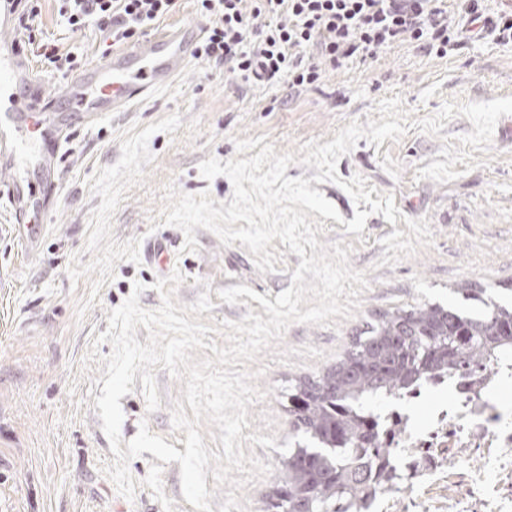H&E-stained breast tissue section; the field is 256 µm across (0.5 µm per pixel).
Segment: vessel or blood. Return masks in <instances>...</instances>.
Masks as SVG:
<instances>
[{"instance_id": "vessel-or-blood-1", "label": "vessel or blood", "mask_w": 512, "mask_h": 512, "mask_svg": "<svg viewBox=\"0 0 512 512\" xmlns=\"http://www.w3.org/2000/svg\"><path fill=\"white\" fill-rule=\"evenodd\" d=\"M11 31V13L6 0H0V187H7L20 214L41 207L52 191L55 151L35 119L45 95L28 63L10 52ZM197 35L195 25L185 24L114 54L65 84L57 92L72 103L65 126L97 120L168 84L192 55ZM31 162L44 171L42 182L35 185L19 174Z\"/></svg>"}]
</instances>
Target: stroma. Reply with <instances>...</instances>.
<instances>
[{
	"label": "stroma",
	"mask_w": 512,
	"mask_h": 512,
	"mask_svg": "<svg viewBox=\"0 0 512 512\" xmlns=\"http://www.w3.org/2000/svg\"><path fill=\"white\" fill-rule=\"evenodd\" d=\"M41 29L61 52L81 56L82 68L109 57L93 28L71 30L54 0H45ZM395 96L415 120L453 99L512 96V43L491 37L469 41L445 57L408 42L396 44L373 58L349 60L294 93L286 81L248 84L194 57L168 85L122 111L71 127L58 158V185L46 210L28 218L40 230L35 251L18 248L11 206L0 197V512H163L149 487L142 484L130 500L105 474L115 456L95 405L101 394L96 380L105 374L103 358L112 346L95 339L107 330L111 309L138 282L146 286L140 306L158 308L157 279L181 272L174 303H194L211 290L213 308L199 320L211 328L206 341L222 347L221 323L265 310L256 299L227 304L219 290L246 285L275 300L290 287L301 262L276 239L268 247L279 256L275 270L260 273L241 242L223 244L200 227L194 230L196 251H185L179 228L152 225L164 209L166 187L192 195L206 191L216 202H231V181L222 175L205 180L200 162L247 159L267 144L278 155L312 141L326 144L351 121L380 120L378 102ZM472 129L458 116L446 121L441 136L413 127L402 139L379 146L359 139L341 157V181L359 175L373 199L393 196L402 214L396 223L373 214L362 233L346 232L355 201L340 184H318L339 217L324 219L316 238L349 246V264L364 273L367 286L351 316L330 317L324 326L290 324L276 344L248 363L264 397L249 406L242 433L275 437L277 446H244L245 455L271 470L242 489L207 478L215 492L212 512H270L281 447L295 437L285 398L289 386L334 365L367 323L400 308L459 305L456 289L464 284L512 299V136L494 131L488 149L473 153L478 167L456 163L454 181L417 176L438 160L445 138ZM410 219L427 220L430 245L383 264V238L406 230ZM93 349L99 354L95 361L88 358ZM153 371L161 407L148 412L142 382L134 380L120 400L121 438L131 440L145 422L150 433L185 451L186 434L174 430L172 409L186 384L162 366Z\"/></svg>",
	"instance_id": "obj_1"
}]
</instances>
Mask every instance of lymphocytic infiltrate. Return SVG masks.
Returning <instances> with one entry per match:
<instances>
[{"label": "lymphocytic infiltrate", "instance_id": "f902f5d3", "mask_svg": "<svg viewBox=\"0 0 512 512\" xmlns=\"http://www.w3.org/2000/svg\"><path fill=\"white\" fill-rule=\"evenodd\" d=\"M75 30L94 27L104 43L132 45L171 15L177 0H57ZM205 21L197 57L224 65L242 80L289 87L318 83L325 68L353 57H372L409 41L446 56L461 45L445 0H194ZM42 0H14L20 35L41 62L62 70L78 57L61 54L36 24Z\"/></svg>", "mask_w": 512, "mask_h": 512}]
</instances>
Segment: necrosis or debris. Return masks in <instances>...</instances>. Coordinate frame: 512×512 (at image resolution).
<instances>
[{"instance_id": "4bbe7bcc", "label": "necrosis or debris", "mask_w": 512, "mask_h": 512, "mask_svg": "<svg viewBox=\"0 0 512 512\" xmlns=\"http://www.w3.org/2000/svg\"><path fill=\"white\" fill-rule=\"evenodd\" d=\"M512 354L410 388L382 408L378 440L391 454L351 512H512ZM452 389L425 421L413 415L426 390Z\"/></svg>"}]
</instances>
